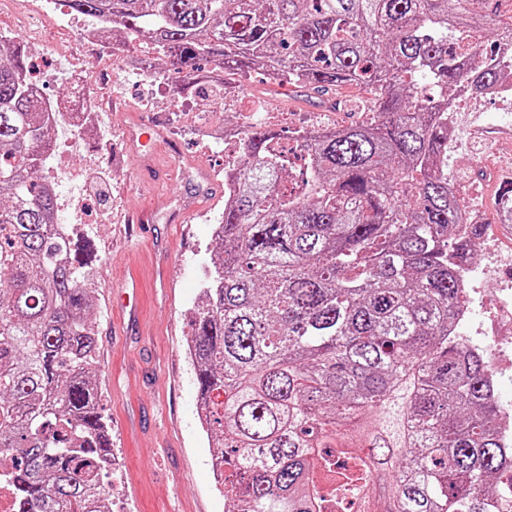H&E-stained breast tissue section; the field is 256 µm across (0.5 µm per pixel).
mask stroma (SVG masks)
<instances>
[{
    "label": "stroma",
    "mask_w": 512,
    "mask_h": 512,
    "mask_svg": "<svg viewBox=\"0 0 512 512\" xmlns=\"http://www.w3.org/2000/svg\"><path fill=\"white\" fill-rule=\"evenodd\" d=\"M90 17L70 10L44 14L26 0H11L0 11V28L23 42L39 37L31 53L34 77L46 80L53 102L66 103L74 88L64 74L71 65L86 70L85 94L119 97L102 111L104 136L74 132L61 138L48 166L58 176L59 215L86 227L96 255L89 286L99 331L96 379L100 406L112 431L116 465L112 512H228L215 488L207 437L194 407L198 388L187 352L188 340L211 264L215 243L203 215L224 208V142L202 143L195 130L220 131L227 124H261L274 130L317 124H347L358 115L339 100L359 97L360 89L304 95L265 82L262 74L232 76L223 103L173 92L166 81L129 76L134 58L157 63L149 41L126 37L110 54L81 44ZM479 111V135L462 134L448 157V179L466 200L492 209L500 182L485 181L467 164L487 134L503 150L485 159L504 169L512 154V126L500 128L494 103L465 104ZM157 122L156 146L132 141L137 128ZM144 220L138 230L129 211Z\"/></svg>",
    "instance_id": "1"
}]
</instances>
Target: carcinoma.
Returning <instances> with one entry per match:
<instances>
[{
  "instance_id": "obj_1",
  "label": "carcinoma",
  "mask_w": 512,
  "mask_h": 512,
  "mask_svg": "<svg viewBox=\"0 0 512 512\" xmlns=\"http://www.w3.org/2000/svg\"><path fill=\"white\" fill-rule=\"evenodd\" d=\"M147 39L176 92L224 99L260 70L320 94L356 86L364 119L296 147L257 124L224 164L218 251L188 350L224 500L236 512H512L495 488L501 408L480 352L450 333L482 227L456 236L448 112L512 42L501 0H64ZM439 88L416 95L417 81ZM0 43V467L18 512H112L111 428L94 381L91 242L55 227L42 184L59 110ZM390 495L369 497V461Z\"/></svg>"
}]
</instances>
